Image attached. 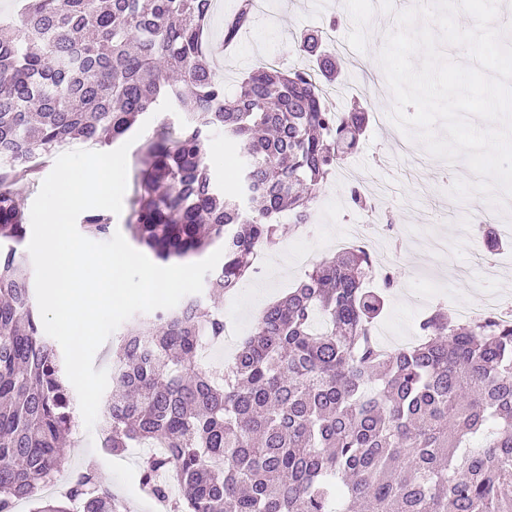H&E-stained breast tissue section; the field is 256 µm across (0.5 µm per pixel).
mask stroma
<instances>
[{
	"label": "stroma",
	"instance_id": "35a3bbf8",
	"mask_svg": "<svg viewBox=\"0 0 512 512\" xmlns=\"http://www.w3.org/2000/svg\"><path fill=\"white\" fill-rule=\"evenodd\" d=\"M336 0H259V9L250 30L239 33L233 47L225 54H212L217 73L224 76V90L233 93L240 80L253 68L277 60L290 69H303L307 60L297 47L299 35L306 31L323 32L332 42L344 44L353 27L350 15L333 22ZM395 20L376 12L367 28V48L359 52L348 49L339 60L340 85L329 87L332 98L341 106L353 101L365 102L369 113L384 114L383 123H369L360 139L358 150L348 162L351 168L366 173L374 182L390 186L387 211L395 220L399 239L392 242V257L387 265L395 282L387 293V305L380 325L385 335L398 338L416 336L421 317L437 305L448 309L476 307L484 293L512 298V243L500 253L494 265L474 264L472 253L477 245L474 233H463L454 221L439 222L451 201L449 189L456 174L466 172L464 161L447 163L432 157L420 144H412L410 153L395 150L402 132L390 113L394 99L377 56L386 34L394 29ZM312 224L300 230L280 216L281 243L274 257L287 256L290 248L312 252L314 260L331 257L332 251L321 246L326 236L344 234L348 225L362 223L365 211L350 202L349 186L330 179L317 198ZM427 235H438L448 242L451 266H465L469 274L454 277L449 268L433 269L416 242ZM305 269L289 261L282 271L266 264L257 275L246 279L234 293L215 296L202 291L200 300L223 310L226 321L233 323L238 336H247L254 328L257 311L244 312L246 304L259 308L283 297L303 277ZM147 451L129 448L115 454L101 446L99 431H86L82 415H75L67 438L66 456L69 471L95 464L102 487L111 490L114 499L125 501L126 512H162L142 486L143 464Z\"/></svg>",
	"mask_w": 512,
	"mask_h": 512
}]
</instances>
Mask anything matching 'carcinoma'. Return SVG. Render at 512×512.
<instances>
[{
    "instance_id": "1",
    "label": "carcinoma",
    "mask_w": 512,
    "mask_h": 512,
    "mask_svg": "<svg viewBox=\"0 0 512 512\" xmlns=\"http://www.w3.org/2000/svg\"><path fill=\"white\" fill-rule=\"evenodd\" d=\"M213 0H23L0 20V512H117L89 465L64 501L41 494L67 467L62 440L73 397L43 336L26 233L13 186L36 179L25 160L74 141L109 145L160 106L186 116L176 139L142 148L125 226L163 262L220 244L208 287L229 293L259 272L279 238L274 219L311 223L313 201L357 148L368 112L332 111L324 84L336 54L319 31L299 50L315 67L262 65L230 98L203 51ZM250 0L224 23L233 39ZM212 131L239 158L228 192L205 162ZM108 237L102 212L83 218ZM373 259L350 246L312 265L267 306L218 374L200 361L224 336V314L193 297L133 319L116 339L108 449L149 442L143 486L171 512H512V322L457 321L435 310L421 340L382 350V288ZM180 490L171 497L170 477Z\"/></svg>"
}]
</instances>
